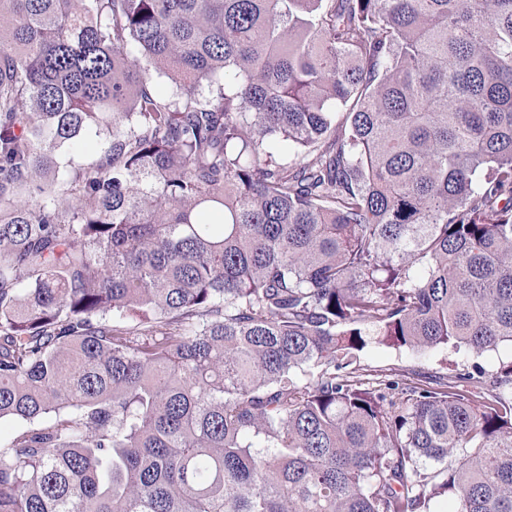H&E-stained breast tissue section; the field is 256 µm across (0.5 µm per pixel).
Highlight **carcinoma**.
Returning a JSON list of instances; mask_svg holds the SVG:
<instances>
[{
  "instance_id": "1",
  "label": "carcinoma",
  "mask_w": 512,
  "mask_h": 512,
  "mask_svg": "<svg viewBox=\"0 0 512 512\" xmlns=\"http://www.w3.org/2000/svg\"><path fill=\"white\" fill-rule=\"evenodd\" d=\"M504 342L512 0H0V512H512V358L351 368ZM511 354L510 345L500 347L497 351H488L483 354L468 352L464 349L459 352L451 347H438L433 349L412 350L388 344L373 343L369 345L357 360L356 368L360 379L376 382L382 374L389 369H410L422 376H446L455 373L456 369L466 368L470 371L474 364L488 374L496 371L501 360L508 359Z\"/></svg>"
}]
</instances>
